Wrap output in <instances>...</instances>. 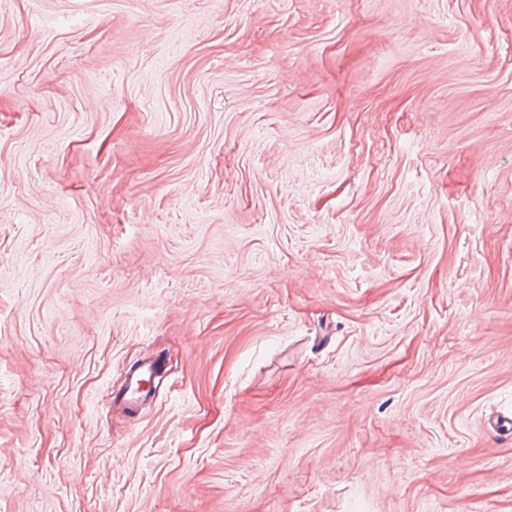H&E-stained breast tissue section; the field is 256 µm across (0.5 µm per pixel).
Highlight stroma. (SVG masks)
<instances>
[{
  "label": "stroma",
  "instance_id": "35a3bbf8",
  "mask_svg": "<svg viewBox=\"0 0 512 512\" xmlns=\"http://www.w3.org/2000/svg\"><path fill=\"white\" fill-rule=\"evenodd\" d=\"M501 417L512 0H0V512H512ZM153 362L145 363L137 372L129 374L126 379V395L129 402H136L148 397L151 392L150 386H145L150 382L154 367Z\"/></svg>",
  "mask_w": 512,
  "mask_h": 512
}]
</instances>
